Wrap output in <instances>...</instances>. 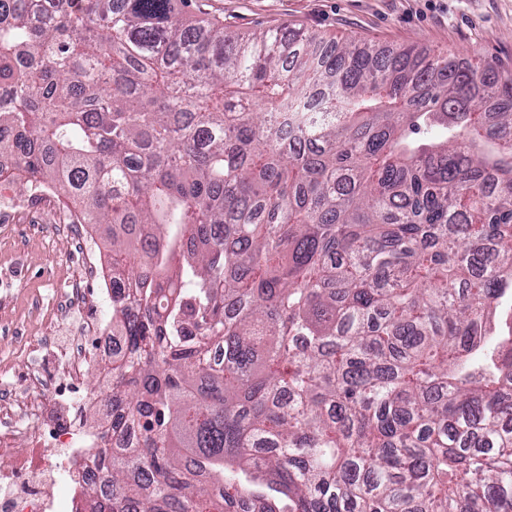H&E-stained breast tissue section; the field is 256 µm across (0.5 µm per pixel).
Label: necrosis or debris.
Masks as SVG:
<instances>
[{
	"instance_id": "obj_1",
	"label": "necrosis or debris",
	"mask_w": 512,
	"mask_h": 512,
	"mask_svg": "<svg viewBox=\"0 0 512 512\" xmlns=\"http://www.w3.org/2000/svg\"><path fill=\"white\" fill-rule=\"evenodd\" d=\"M0 202L8 206L15 224L28 223L41 204H50L56 213L55 221L42 225V233L72 240L83 255L82 265L59 278L48 301L23 308L18 304L17 293L0 294V325L22 323L28 328L24 334L0 336V347L11 348L10 354H0V481L5 484L0 492V512H75L74 496L56 498L48 495V488L62 478L80 487L100 482L103 474L94 446L103 440L111 448H130L137 433L132 430L121 438L108 440L99 430L83 434L73 391L68 395L65 418L54 424L46 422L41 395H59V384L40 371H32L27 378L28 400L18 404L16 393L7 382L10 357L53 347L55 339L50 336V329L73 324V334L61 351V360L64 378L72 387L76 385L90 355L87 339L96 340L104 351L112 346L111 324H95L81 318L87 304L86 282L97 278L104 286H111L112 270L103 263L97 226L81 223L77 211L55 185L32 184L26 196L18 198L6 179L0 182ZM24 430L35 435L37 443L28 454L19 455L14 441Z\"/></svg>"
}]
</instances>
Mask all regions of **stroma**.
<instances>
[{"label": "stroma", "mask_w": 512, "mask_h": 512, "mask_svg": "<svg viewBox=\"0 0 512 512\" xmlns=\"http://www.w3.org/2000/svg\"><path fill=\"white\" fill-rule=\"evenodd\" d=\"M189 13L243 32L290 24L327 39L451 50L512 71V0H191ZM0 251L20 255L13 285L25 301L79 261L66 241L31 239L20 224L0 223ZM111 368L100 354L84 371L79 413L87 428L103 424L99 379Z\"/></svg>", "instance_id": "stroma-1"}]
</instances>
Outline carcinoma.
<instances>
[{
	"label": "carcinoma",
	"mask_w": 512,
	"mask_h": 512,
	"mask_svg": "<svg viewBox=\"0 0 512 512\" xmlns=\"http://www.w3.org/2000/svg\"><path fill=\"white\" fill-rule=\"evenodd\" d=\"M185 6L0 0V152L115 225L88 512H512V74Z\"/></svg>",
	"instance_id": "carcinoma-1"
}]
</instances>
